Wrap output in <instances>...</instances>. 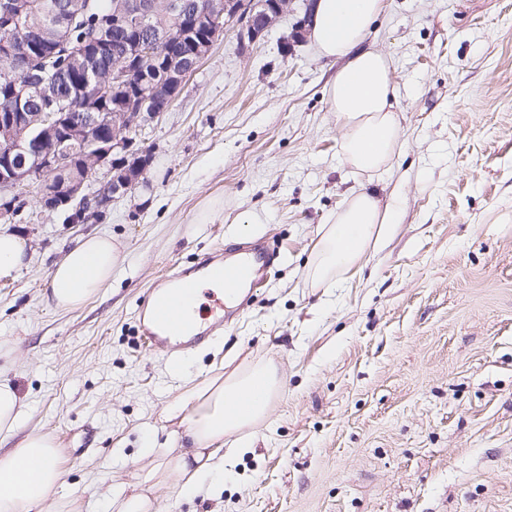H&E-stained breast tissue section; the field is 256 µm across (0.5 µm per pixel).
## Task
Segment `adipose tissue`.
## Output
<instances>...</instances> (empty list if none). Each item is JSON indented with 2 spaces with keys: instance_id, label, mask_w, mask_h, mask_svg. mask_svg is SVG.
<instances>
[{
  "instance_id": "adipose-tissue-1",
  "label": "adipose tissue",
  "mask_w": 512,
  "mask_h": 512,
  "mask_svg": "<svg viewBox=\"0 0 512 512\" xmlns=\"http://www.w3.org/2000/svg\"><path fill=\"white\" fill-rule=\"evenodd\" d=\"M384 0H314L310 38L323 59L341 61L331 79L327 105L335 113L343 137L345 161L357 171L375 174L386 168L399 143L392 83V60L366 44ZM398 222L393 205H381L374 192L361 190L349 198L332 223L323 225L307 276L313 287L332 288L343 281L367 253L380 247ZM120 248L111 236L88 235L68 248L50 272V299L61 309L82 307L112 282ZM280 380L272 365L256 364L188 390L171 405L180 418L189 450L148 470L135 491L113 487L108 512H155L153 487L174 477V489L189 496L215 484L227 471L209 447L227 436L246 437L264 420ZM54 439L35 433L0 455V512H37L49 500L60 501L63 512H82L83 505L65 491ZM29 478H21L24 467Z\"/></svg>"
}]
</instances>
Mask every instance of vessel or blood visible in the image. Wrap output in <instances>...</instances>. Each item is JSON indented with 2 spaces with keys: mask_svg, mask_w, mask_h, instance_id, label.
<instances>
[{
  "mask_svg": "<svg viewBox=\"0 0 512 512\" xmlns=\"http://www.w3.org/2000/svg\"><path fill=\"white\" fill-rule=\"evenodd\" d=\"M278 259V251L265 245L243 244L237 247L233 259L217 262L208 256L196 267L176 269L156 280L147 301L149 311L139 319L147 351L171 357L209 344L212 327L231 318L232 302L245 286L258 283ZM202 278L217 282L219 289L209 294L208 316L192 319L187 309L196 300Z\"/></svg>",
  "mask_w": 512,
  "mask_h": 512,
  "instance_id": "1",
  "label": "vessel or blood"
}]
</instances>
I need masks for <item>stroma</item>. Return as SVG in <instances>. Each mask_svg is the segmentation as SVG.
Wrapping results in <instances>:
<instances>
[{
    "label": "stroma",
    "mask_w": 512,
    "mask_h": 512,
    "mask_svg": "<svg viewBox=\"0 0 512 512\" xmlns=\"http://www.w3.org/2000/svg\"><path fill=\"white\" fill-rule=\"evenodd\" d=\"M226 31L179 98L138 132L152 161L105 215L65 223L31 185L0 227L29 262L0 280V379L23 400L18 437L60 451L67 489L105 512L157 447L183 443L168 407L257 362L283 387L238 450L220 494L157 512H512V0H385L368 36L393 60L402 136L388 169L347 164L327 106L335 64L290 35ZM400 221L335 288L306 277L322 225L359 187ZM123 247L85 306L48 300L49 271L78 238ZM237 240L280 263L214 344L179 363L149 354L137 310L176 265Z\"/></svg>",
    "instance_id": "obj_1"
}]
</instances>
